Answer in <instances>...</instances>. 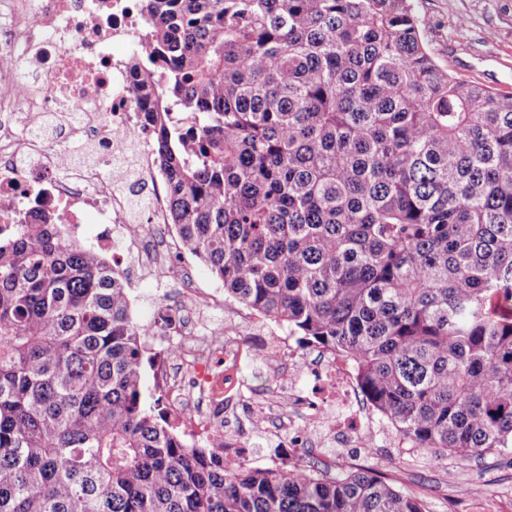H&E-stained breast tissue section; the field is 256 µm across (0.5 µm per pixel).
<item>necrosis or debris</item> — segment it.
Here are the masks:
<instances>
[{
  "label": "necrosis or debris",
  "instance_id": "necrosis-or-debris-1",
  "mask_svg": "<svg viewBox=\"0 0 512 512\" xmlns=\"http://www.w3.org/2000/svg\"><path fill=\"white\" fill-rule=\"evenodd\" d=\"M149 0H0V229L33 223L39 213H53L62 237H77L87 214L107 230L90 248L110 264L128 255L154 274L158 287L183 276L186 253L176 229L167 222L169 181L154 161L153 132L132 90L140 69L124 46L147 41ZM84 142L100 151V162L75 163L66 145ZM111 162L112 178L100 163ZM146 182L147 210L131 217L120 188L126 180ZM156 233H148L147 225ZM176 312L160 311L144 323L146 342L181 333L194 346L176 344L156 350L154 376L172 413L188 414L182 387L171 373L173 358L184 360L195 389L211 405L239 390L237 377L242 338L221 343L199 335L191 322L195 308L219 302L222 291L183 287ZM311 393L298 396L308 424L288 432L292 448H320L333 441L344 448L364 447L375 436L372 414L354 403L359 386L344 356L328 353Z\"/></svg>",
  "mask_w": 512,
  "mask_h": 512
}]
</instances>
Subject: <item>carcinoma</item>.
<instances>
[{"mask_svg": "<svg viewBox=\"0 0 512 512\" xmlns=\"http://www.w3.org/2000/svg\"><path fill=\"white\" fill-rule=\"evenodd\" d=\"M412 0H150L136 87L168 223L224 298L344 354L400 440L512 450V94L436 63ZM142 329L58 224L0 234V512H429L372 467L188 447Z\"/></svg>", "mask_w": 512, "mask_h": 512, "instance_id": "cac0c4a2", "label": "carcinoma"}]
</instances>
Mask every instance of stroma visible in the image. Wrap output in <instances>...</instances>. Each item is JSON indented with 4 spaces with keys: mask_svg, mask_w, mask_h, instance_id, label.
I'll return each mask as SVG.
<instances>
[{
    "mask_svg": "<svg viewBox=\"0 0 512 512\" xmlns=\"http://www.w3.org/2000/svg\"><path fill=\"white\" fill-rule=\"evenodd\" d=\"M423 18V40L436 62L453 77L512 93V0H414ZM120 273L129 290L131 313L146 322L161 299H178L176 288L158 292L155 280L132 265ZM214 327L264 339L270 330L245 316L242 304L228 301L209 311ZM240 376L248 387L224 397V430L243 441L252 453L251 466L280 465L289 427L302 426L288 401L289 392H307L308 372L289 371L264 351L247 354ZM297 461H312L336 471L347 467L378 469L395 485L422 499L429 512H512V452L468 460L438 458L425 452L392 447L388 436L366 448L293 449Z\"/></svg>",
    "mask_w": 512,
    "mask_h": 512,
    "instance_id": "obj_1",
    "label": "stroma"
}]
</instances>
